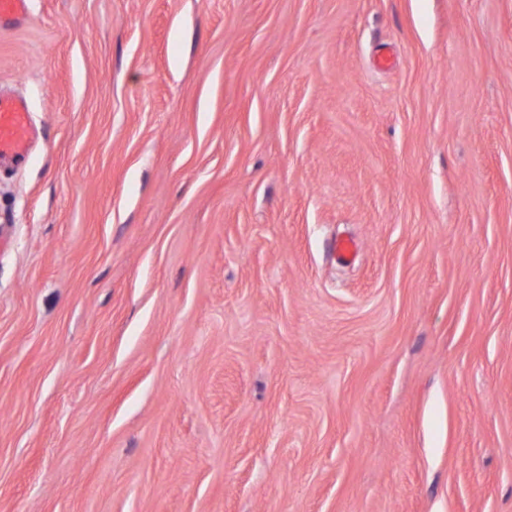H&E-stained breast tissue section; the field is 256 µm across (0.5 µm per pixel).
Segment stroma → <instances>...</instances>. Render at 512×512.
<instances>
[{
  "instance_id": "1",
  "label": "stroma",
  "mask_w": 512,
  "mask_h": 512,
  "mask_svg": "<svg viewBox=\"0 0 512 512\" xmlns=\"http://www.w3.org/2000/svg\"><path fill=\"white\" fill-rule=\"evenodd\" d=\"M0 92V512H512V0H31ZM35 137L26 100L21 96L0 95V159L25 156Z\"/></svg>"
}]
</instances>
